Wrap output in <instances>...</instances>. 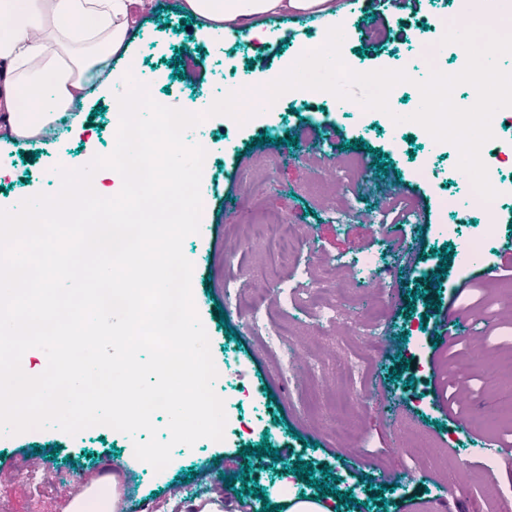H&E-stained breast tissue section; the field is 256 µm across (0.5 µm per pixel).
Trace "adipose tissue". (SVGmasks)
<instances>
[{"label":"adipose tissue","instance_id":"ef3b65f1","mask_svg":"<svg viewBox=\"0 0 512 512\" xmlns=\"http://www.w3.org/2000/svg\"><path fill=\"white\" fill-rule=\"evenodd\" d=\"M333 0H182L207 34L263 38L261 21L288 12L335 17ZM149 0H0V142L37 141L95 89L130 80L111 67L128 39L132 7Z\"/></svg>","mask_w":512,"mask_h":512}]
</instances>
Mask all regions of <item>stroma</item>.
<instances>
[{
  "instance_id": "stroma-1",
  "label": "stroma",
  "mask_w": 512,
  "mask_h": 512,
  "mask_svg": "<svg viewBox=\"0 0 512 512\" xmlns=\"http://www.w3.org/2000/svg\"><path fill=\"white\" fill-rule=\"evenodd\" d=\"M336 2L335 18L302 23L293 15L283 17L265 23L268 36L260 41L208 35L195 22L182 26L181 0H154L155 10L135 15L130 56L115 55L112 64L120 70L133 67L153 80L156 99L164 105H181L198 95L219 99L231 84L241 83L246 64L258 73H283L302 46L322 41L337 21L344 25L357 71L393 68L395 49L418 51L424 75L453 68L452 56L431 62L421 52L427 41L445 35L455 0H408L406 8L390 12L381 42L367 35L369 17L348 13L345 0ZM176 59L184 65L180 80L173 76ZM113 101V92L92 93L86 109L94 114L93 124L81 132L63 128L36 144L0 145V207L52 193L53 167L110 154L119 124ZM224 125V116L214 115L190 131L191 139L205 146L207 162L200 228L185 238L183 253L193 264L192 296L218 371L215 389L229 396L234 423L244 426L245 434L235 442L202 439L191 448L175 446L176 466L156 472L139 465L132 451L135 442L147 440L142 431L133 438L106 425L74 435L55 427L6 432L0 434V505L7 512H63L76 481L115 475L126 512H182L192 500L215 494L223 477L240 475L246 466L263 497L231 489L225 497L239 512H262L264 503L288 493L316 495V488L291 472L294 463L306 462L317 470L328 468L337 478L336 489L353 494L354 503L343 505L342 512H512V458L496 447L512 442V427L500 419L502 412L512 411V378L495 368L512 361V306L501 295L504 274L477 278L464 258L463 244L479 224L446 211L441 199L449 190L467 202L476 194L474 187L454 182L453 166L438 146L410 133L395 142L384 131L381 115L352 111L327 96L279 102L235 125L229 136ZM263 133L275 137V144L258 145ZM289 134L296 136V145H284ZM357 140L364 148L354 149ZM381 152L390 160L384 172L375 166ZM352 156L364 161L362 180L352 191L365 206L347 216L336 209L334 175ZM422 160L430 174L414 176ZM228 193L236 205L231 212L224 209ZM248 200L296 225L303 240L297 259L308 263L315 277H323L333 259L372 250L383 256L381 267L363 272L358 282H340L338 296L346 306L339 327H324L317 335L303 305L285 311L271 306L270 327L281 329L304 357L299 377L280 371L233 311L221 316L215 309L224 299L225 279L249 289L269 287L290 269L284 262L266 271L264 245L247 243L243 204ZM396 200L423 211L424 245L373 222L374 210ZM420 249L425 252L421 258L416 255ZM403 250L412 253V260L394 265L393 255ZM442 250L450 260L438 300L449 311H470L458 335L461 355L453 364L445 353L434 352L436 322L427 319L422 300L410 296L423 285L428 255ZM340 327L352 329L356 341L378 345L366 376L348 378V346L335 336ZM229 328L234 338H227ZM404 358L418 385L392 379ZM478 435L492 439L493 447H477ZM264 440L278 449L279 460L241 456V448ZM36 446L45 462L36 475L53 486L46 496L37 495L25 477ZM53 446L58 449L54 455L49 452ZM189 469L194 479H185ZM459 470L468 471L473 481L453 499L445 479Z\"/></svg>"
}]
</instances>
